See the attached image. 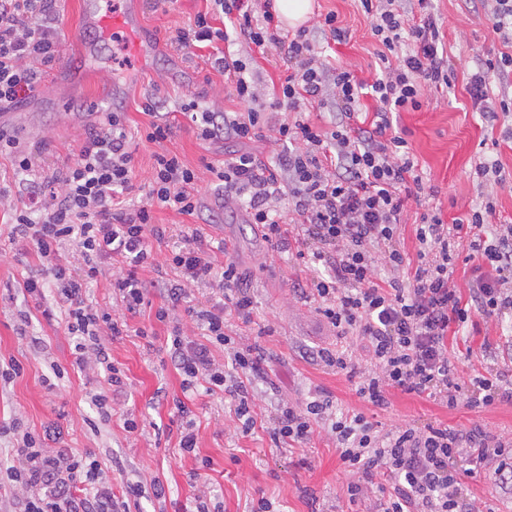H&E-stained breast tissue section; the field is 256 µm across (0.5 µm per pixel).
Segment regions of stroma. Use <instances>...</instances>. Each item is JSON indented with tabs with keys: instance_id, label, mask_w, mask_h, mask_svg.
<instances>
[{
	"instance_id": "35a3bbf8",
	"label": "stroma",
	"mask_w": 512,
	"mask_h": 512,
	"mask_svg": "<svg viewBox=\"0 0 512 512\" xmlns=\"http://www.w3.org/2000/svg\"><path fill=\"white\" fill-rule=\"evenodd\" d=\"M97 3L111 16L139 11L148 47L137 49L126 34L95 38L82 15L84 0H66L59 24V57L44 87L0 116V126L33 146L44 165L56 168L71 160L103 110L122 108L131 121L146 126L149 118L141 105L148 94L168 112L178 111L186 94L205 106L237 109L224 75L172 42L178 30L205 11V0H170L158 7L151 0ZM312 4L306 28L315 29L320 16L332 11L346 32L345 41L328 50L330 63L358 77H371L380 45L359 0ZM431 11L444 35L453 86L443 92L424 90L422 108L398 113L396 125L405 132L420 174L437 186L445 215L453 218L472 205L489 202L495 208V223L512 224V114L487 126L466 90L476 56L494 57L512 47L477 17L466 0H432ZM162 149L178 154L196 171L199 224L206 234L224 240L254 297L252 324L235 318L230 324L238 344H259L266 355L265 375L253 382L256 428L245 436L225 431L229 403L200 390L187 399L198 448L191 455L181 453L175 408L176 399L184 397L181 377L162 365L167 328L147 311L130 319L134 335L101 339L124 374L118 406L136 417L139 429L128 433L116 416L107 431L93 435L86 421L96 415L91 397L104 387V377L72 373L55 385L45 383L48 362L69 366L73 339L63 321H48L31 312L18 294L17 286L35 259L12 240L6 225H0V356L15 359L22 372L0 389V426L15 419L32 432L56 426L60 447L93 454L114 494H121L126 483L141 484L140 512H196V497L203 487L222 512H251L261 497L272 502L275 512H377L382 492L373 489L349 496L348 478L329 432L316 430L305 445L288 450L275 447L263 428L279 404L303 403L318 388L339 409L363 414L384 433L400 426L442 424L461 429L477 424L493 435L512 434V401L487 408L461 402L451 408L395 389L388 394L387 406L380 408L358 397L354 378L304 359L305 349L334 346L336 338L311 304L293 290L304 276L301 265L288 254H272L261 227L247 223L243 212L223 208L224 194L202 164L203 158L220 152V145L199 140L193 125L180 120L163 145L135 140L137 179L146 177L154 154ZM487 156L499 161L504 185L480 187L471 180V168ZM264 326L269 329L265 335L260 332ZM23 327L42 338L43 351L30 349L19 334ZM510 339L512 331L494 320L475 318L465 341L450 351L458 375L466 379L511 368L512 352L506 347ZM469 467L468 461L458 460L460 480L481 512H512V498L500 495L490 470L484 467L472 475ZM157 481L165 487L161 499L153 495Z\"/></svg>"
}]
</instances>
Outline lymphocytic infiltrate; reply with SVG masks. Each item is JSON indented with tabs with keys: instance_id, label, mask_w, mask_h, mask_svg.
I'll return each instance as SVG.
<instances>
[{
	"instance_id": "1",
	"label": "lymphocytic infiltrate",
	"mask_w": 512,
	"mask_h": 512,
	"mask_svg": "<svg viewBox=\"0 0 512 512\" xmlns=\"http://www.w3.org/2000/svg\"><path fill=\"white\" fill-rule=\"evenodd\" d=\"M211 2V11L198 13L174 42L183 49H210L212 67L232 79L243 109H203L189 96L180 112L200 140L232 145L223 158L206 164L224 190L225 207H244L249 223L265 228L274 251L293 243L296 259L310 271L302 295L337 337L358 333L371 354L364 370L352 354L337 349L311 351V359L359 376L357 394L377 407L386 405L392 389L451 406L463 399L477 407L511 399L512 389L498 374L480 373L461 384L448 359V341L475 316L512 314V225L487 229L489 204L449 222L440 208L428 206L420 215L415 258L399 246L408 200L425 202L436 192L417 174L407 139L392 132V116L420 109L423 87L448 88L453 78L436 19L425 10L427 0H418L420 15L405 0H360L383 46L371 79L326 64L320 41L345 37L329 13L318 22L319 38L301 29L288 41L292 67L283 81L264 89L246 79L245 64L218 47L236 37L251 53L266 55L279 41L272 12L258 10L257 0ZM63 9L64 0H0L1 113L41 87L59 54ZM400 48L404 56L392 62L391 53ZM493 75L502 81L512 76V54L477 60L467 83L488 121L512 110L507 98L490 97ZM365 92L375 102L368 123L357 117ZM312 105L327 109L321 122L311 119ZM274 112L284 113V120L271 121ZM262 139L281 147L267 161L246 148ZM133 144L126 113L106 112L76 159L48 171L0 129V159L11 163L17 181L0 185V213H7L12 236L23 239L38 260L19 292L46 320L64 315L77 338L70 369L106 373L108 388L95 396L97 416L88 422L92 431L110 425L109 391L124 385L98 338L128 335L130 318L151 306L156 321L170 329L167 359L181 375L183 391L201 386L206 394L223 395L233 407L234 433L249 434L251 380L265 356L259 346L236 344L226 329L232 317L251 322L253 296L235 263L218 260L223 245L187 224L156 223L159 209L190 217L199 209L196 172L176 154L155 153L144 201L128 204ZM167 237L173 240L170 251L155 255L152 239ZM460 260L479 269L466 291L453 277ZM148 268L155 273L150 280L142 277ZM105 275L117 302L113 310L90 303L84 288ZM203 287L209 297L199 304L194 293ZM216 345L224 348L225 367L215 363ZM327 408L321 400L279 405L268 428L271 441L278 448L304 443L326 421ZM330 423L350 496L362 493L363 481L391 479L382 512H481L460 487L454 462L462 457L479 467L496 460L493 481L512 495L511 435L445 425L380 434L362 414L343 411ZM59 437L51 428L16 435L14 464L0 479V488L10 489L13 512H130L140 486L126 483L117 496L111 487L96 485L97 459L46 450V442Z\"/></svg>"
}]
</instances>
